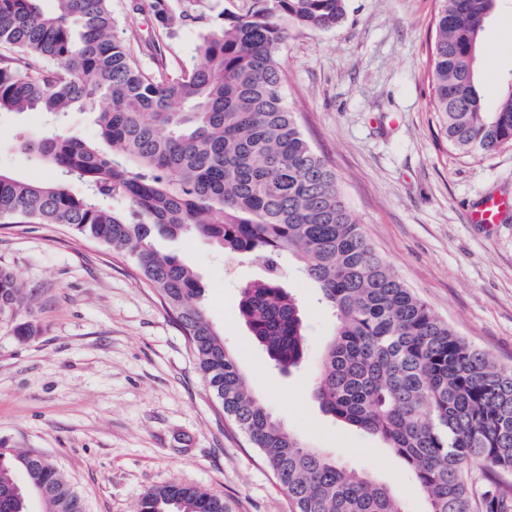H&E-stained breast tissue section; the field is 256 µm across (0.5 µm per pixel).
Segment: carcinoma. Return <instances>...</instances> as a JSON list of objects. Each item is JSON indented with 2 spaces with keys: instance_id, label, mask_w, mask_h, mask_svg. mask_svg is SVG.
I'll return each instance as SVG.
<instances>
[{
  "instance_id": "obj_1",
  "label": "carcinoma",
  "mask_w": 512,
  "mask_h": 512,
  "mask_svg": "<svg viewBox=\"0 0 512 512\" xmlns=\"http://www.w3.org/2000/svg\"><path fill=\"white\" fill-rule=\"evenodd\" d=\"M0 0V111L56 118L95 108L100 143L55 132L23 148L58 178L21 181L0 171V219L55 224L131 261L181 328L224 416L258 449L295 512H405L365 472L291 433L257 401L223 335L209 321L193 270L154 249L157 234L196 235L231 255L260 254L268 275L241 289L240 315L283 371L299 367L306 335L283 287L280 257L303 262L336 316L314 392L335 420L383 441L422 489L427 512H512L495 483L474 504L471 473L512 471V368L465 341L405 286L346 204L336 173L306 140L283 93L280 56L291 30L329 31L346 0H226L209 26V0H139L157 38L138 49L117 34L112 0ZM431 45V106L448 146L469 156L512 143V84L486 110L476 52L500 0H439ZM207 31L198 62L177 67L168 40ZM86 187L73 195L71 179ZM122 196L136 219L98 204ZM33 300L0 267V322L37 336L19 319ZM86 512L82 496L48 459L0 448V512ZM138 512H227L224 498L171 483L147 491Z\"/></svg>"
}]
</instances>
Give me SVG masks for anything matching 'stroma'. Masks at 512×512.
Returning <instances> with one entry per match:
<instances>
[{
	"instance_id": "obj_1",
	"label": "stroma",
	"mask_w": 512,
	"mask_h": 512,
	"mask_svg": "<svg viewBox=\"0 0 512 512\" xmlns=\"http://www.w3.org/2000/svg\"><path fill=\"white\" fill-rule=\"evenodd\" d=\"M438 0H347L330 31L295 30L281 49L284 96L374 248L460 336L512 367V210L493 226L470 211L512 198V144L466 157L447 144L431 107L430 47ZM486 107L512 82V5L501 0L477 53ZM48 126L42 112L0 111V170L28 182L53 168L22 150ZM155 248L192 267L201 303L255 397L306 444L387 485L406 512L423 491L376 437L344 427L315 397L336 317L299 262L283 254L307 339L303 364L276 368L239 315L240 288L263 279L256 256L222 253L194 237ZM0 266L35 300L41 331L26 340L0 324V446L51 460L86 512H136L146 491L204 487L229 512H293L257 449L211 394L179 326L130 261L51 224H1Z\"/></svg>"
}]
</instances>
